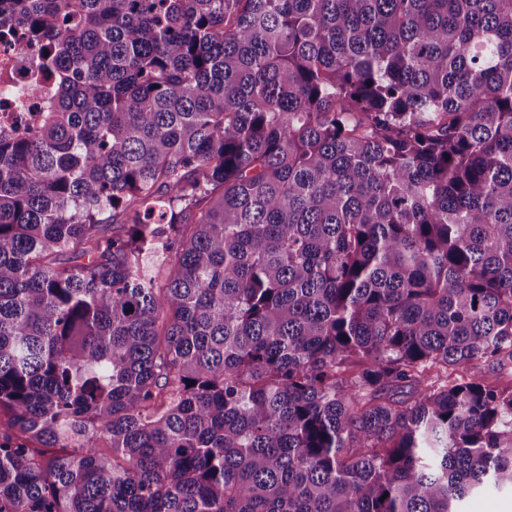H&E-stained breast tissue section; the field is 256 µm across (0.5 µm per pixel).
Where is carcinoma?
<instances>
[{
  "instance_id": "obj_1",
  "label": "carcinoma",
  "mask_w": 512,
  "mask_h": 512,
  "mask_svg": "<svg viewBox=\"0 0 512 512\" xmlns=\"http://www.w3.org/2000/svg\"><path fill=\"white\" fill-rule=\"evenodd\" d=\"M21 38L0 512L512 491V0H0Z\"/></svg>"
}]
</instances>
